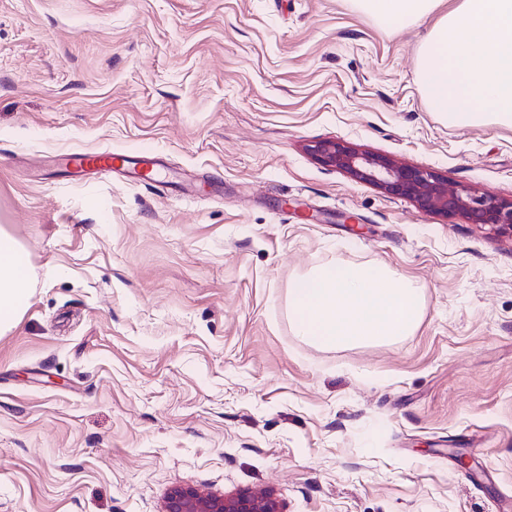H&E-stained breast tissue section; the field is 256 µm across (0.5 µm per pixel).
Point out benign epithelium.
<instances>
[{
  "label": "benign epithelium",
  "instance_id": "7a95c632",
  "mask_svg": "<svg viewBox=\"0 0 512 512\" xmlns=\"http://www.w3.org/2000/svg\"><path fill=\"white\" fill-rule=\"evenodd\" d=\"M310 151L325 166L372 184L384 192L408 198L419 208L444 214H461L472 224L488 225L512 235V201L470 190H450L434 172L403 165L383 155L362 152L338 141H322ZM164 512H281L271 494L241 490L218 496L195 487L168 493Z\"/></svg>",
  "mask_w": 512,
  "mask_h": 512
}]
</instances>
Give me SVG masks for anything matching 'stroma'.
I'll return each mask as SVG.
<instances>
[{"label": "stroma", "instance_id": "obj_1", "mask_svg": "<svg viewBox=\"0 0 512 512\" xmlns=\"http://www.w3.org/2000/svg\"><path fill=\"white\" fill-rule=\"evenodd\" d=\"M427 25L353 0H0V225L37 278L0 335V512H512V236L318 162L336 140L512 199V126L454 127ZM155 158L68 174L62 154ZM420 288L392 343L321 348L288 290ZM164 512H281L270 493L241 490L218 496L195 487L176 488L168 493Z\"/></svg>", "mask_w": 512, "mask_h": 512}]
</instances>
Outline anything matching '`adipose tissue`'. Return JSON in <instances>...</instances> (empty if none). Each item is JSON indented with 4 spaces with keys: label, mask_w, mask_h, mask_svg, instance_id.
<instances>
[{
    "label": "adipose tissue",
    "mask_w": 512,
    "mask_h": 512,
    "mask_svg": "<svg viewBox=\"0 0 512 512\" xmlns=\"http://www.w3.org/2000/svg\"><path fill=\"white\" fill-rule=\"evenodd\" d=\"M33 280L21 244L0 226V333L26 310ZM288 301L298 335L326 348L397 340L421 316L419 289L380 264L318 268L293 283Z\"/></svg>",
    "instance_id": "obj_1"
}]
</instances>
